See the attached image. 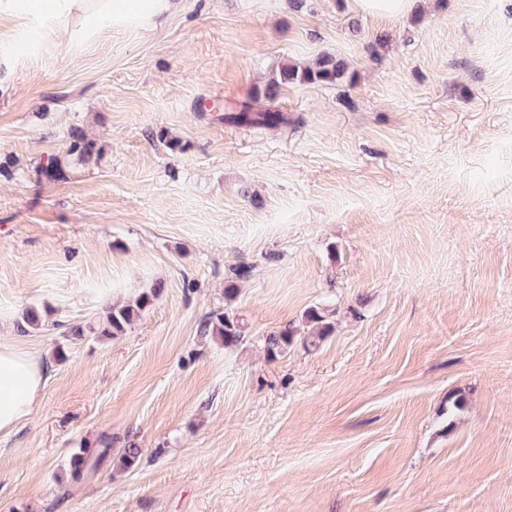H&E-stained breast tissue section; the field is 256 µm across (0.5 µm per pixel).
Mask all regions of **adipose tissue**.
Returning <instances> with one entry per match:
<instances>
[{
  "label": "adipose tissue",
  "instance_id": "1",
  "mask_svg": "<svg viewBox=\"0 0 512 512\" xmlns=\"http://www.w3.org/2000/svg\"><path fill=\"white\" fill-rule=\"evenodd\" d=\"M177 0H0V91L12 85L39 48L75 55L107 31L147 32L173 15ZM43 356L0 340V435L32 415L45 385Z\"/></svg>",
  "mask_w": 512,
  "mask_h": 512
}]
</instances>
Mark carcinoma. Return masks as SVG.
Segmentation results:
<instances>
[{"instance_id":"1","label":"carcinoma","mask_w":512,"mask_h":512,"mask_svg":"<svg viewBox=\"0 0 512 512\" xmlns=\"http://www.w3.org/2000/svg\"><path fill=\"white\" fill-rule=\"evenodd\" d=\"M297 82L351 84L354 82V75L349 71L344 60L329 54H324L305 66L286 62L273 74L263 89L257 92V96L273 102L280 95L282 87ZM228 119L241 124H260L269 127H277L285 122V117L280 111L272 108L257 110L252 104L246 102L241 104L237 113L228 116ZM161 292L162 288L158 285L125 305L111 307L105 319L99 324L90 325L85 330L80 327L75 328L72 333L73 338H81L87 332L101 336H118L125 333L127 328L152 306ZM305 317L318 328L315 335L306 338V342L314 346L329 334V325L326 323L328 313L324 308L312 307L306 311ZM201 332L205 336L220 338L226 345L237 344L244 338L242 322L235 314L228 311L208 317L201 326ZM294 339L295 332L289 325L271 333L266 338L269 356L275 358L285 353L294 343ZM112 451V436L109 434L100 435L94 443H85L70 459L68 482L73 486H79L88 481L91 475L108 460ZM141 456L142 449L135 443H128L119 449L117 462L120 468L130 471L139 465Z\"/></svg>"}]
</instances>
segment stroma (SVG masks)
<instances>
[{"label":"stroma","mask_w":512,"mask_h":512,"mask_svg":"<svg viewBox=\"0 0 512 512\" xmlns=\"http://www.w3.org/2000/svg\"><path fill=\"white\" fill-rule=\"evenodd\" d=\"M323 54L354 83L284 87L276 129L225 120ZM157 284L124 335L71 337ZM0 309L48 353L0 512H512V0H181L44 50L0 94ZM224 311L237 345L200 333ZM103 433L138 467L67 489ZM422 0H354L364 12L389 17H398L412 12ZM295 339V332L290 324L274 331L266 338V348L271 358L285 353L292 346Z\"/></svg>","instance_id":"35a3bbf8"}]
</instances>
